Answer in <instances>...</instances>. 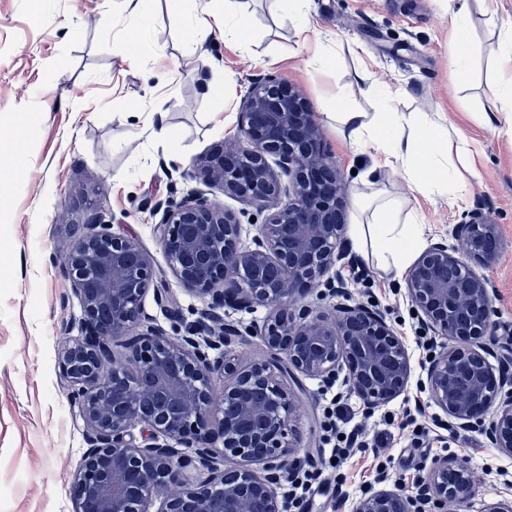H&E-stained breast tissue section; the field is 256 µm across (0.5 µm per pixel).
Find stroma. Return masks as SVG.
<instances>
[{
	"instance_id": "obj_1",
	"label": "stroma",
	"mask_w": 512,
	"mask_h": 512,
	"mask_svg": "<svg viewBox=\"0 0 512 512\" xmlns=\"http://www.w3.org/2000/svg\"><path fill=\"white\" fill-rule=\"evenodd\" d=\"M247 21L246 46L224 40L220 0H147L141 21L128 18L125 0H0V512H77L74 478L87 450V426L58 367L65 341L79 338L78 299L59 271L60 245L103 212L115 232L137 239L172 294L181 318L171 321L146 295L144 307L163 333L186 335L204 306L171 273L154 233L153 206L204 188L243 225L251 244L267 212L245 205L222 187L201 186L196 158L223 148L241 124L240 102L250 82L272 74L305 94L321 128L326 157L343 177L370 167L369 154L348 144L339 110L381 109L420 123L436 120L459 130L466 162L458 178L464 197L411 194L401 172L381 168L379 184L407 197L426 244L451 242L464 212L480 210L500 232L495 262L479 266L490 283L495 324L482 341L495 371L512 369V101L487 118L491 88L512 83V68L491 63L512 22V0H308L307 13L332 65L320 69L298 50L296 16L271 0H233ZM209 31L196 51L188 35L197 18ZM467 49L466 77L449 73ZM369 71L397 87L389 101L362 82ZM223 79L222 111H215L214 79ZM340 91L333 100L331 91ZM165 113L167 134L147 127L149 113ZM336 271L351 302L374 303L403 340L413 366L407 392L374 413L343 382L327 386L295 374L292 390L304 405L289 442L306 448L319 479L303 487L276 485L278 497L306 501L308 512H352L370 488H412L423 467L442 455L465 458L475 494L460 512H484L504 498L512 457L480 432L452 433L445 415L420 390L427 341H416L417 319L405 296L404 274L386 273L342 236ZM368 272L359 283L351 264ZM241 337L227 358L245 365L269 359L256 328L266 308H226ZM362 428L367 446L347 460L331 450L345 430Z\"/></svg>"
}]
</instances>
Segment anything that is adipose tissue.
I'll return each instance as SVG.
<instances>
[{
	"mask_svg": "<svg viewBox=\"0 0 512 512\" xmlns=\"http://www.w3.org/2000/svg\"><path fill=\"white\" fill-rule=\"evenodd\" d=\"M343 133L357 150L369 152L374 168L398 167L413 191L445 192L452 160L448 155V135L433 121H425L407 131V121L393 112L337 113ZM366 192L355 195L353 205L359 215L350 228L354 249L374 258L386 272H400L424 240L417 217L406 211L402 200L375 188L372 170L365 171Z\"/></svg>",
	"mask_w": 512,
	"mask_h": 512,
	"instance_id": "ef3b65f1",
	"label": "adipose tissue"
}]
</instances>
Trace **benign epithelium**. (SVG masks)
I'll return each instance as SVG.
<instances>
[{
	"mask_svg": "<svg viewBox=\"0 0 512 512\" xmlns=\"http://www.w3.org/2000/svg\"><path fill=\"white\" fill-rule=\"evenodd\" d=\"M242 112L237 142L193 167L243 203L272 209L252 245H241L237 216L200 191L156 207L162 216L154 226L172 274L203 299L205 319L223 323L219 332L201 323L189 335L168 336L146 324L154 267L111 224L94 219L69 245L61 273L81 306L82 337L62 346L59 368L89 431L75 476L79 512H148L159 495L158 512H306L304 501L273 491L301 471L285 442L300 396L269 362L237 368L210 357L240 333L223 322L228 305L269 309L259 336L277 362L327 385L343 377L368 412L408 389L410 356L382 313L342 303L329 320L303 302L336 264L344 229L342 177L324 156L315 113L301 91L276 77L247 88ZM453 234L476 263L497 258L482 241L498 237L497 225L467 214ZM405 284L421 330L446 339L423 368L421 386L450 429L479 431L512 456V389L477 349L494 328L488 281L437 243ZM115 341L125 349L120 356ZM216 375L231 377L217 404ZM137 425L149 442H136ZM228 458L244 465L226 467ZM188 462L209 471V480L186 485ZM471 495L467 462L443 456L411 492L366 491L353 512H448V503Z\"/></svg>",
	"mask_w": 512,
	"mask_h": 512,
	"instance_id": "benign-epithelium-1",
	"label": "benign epithelium"
}]
</instances>
